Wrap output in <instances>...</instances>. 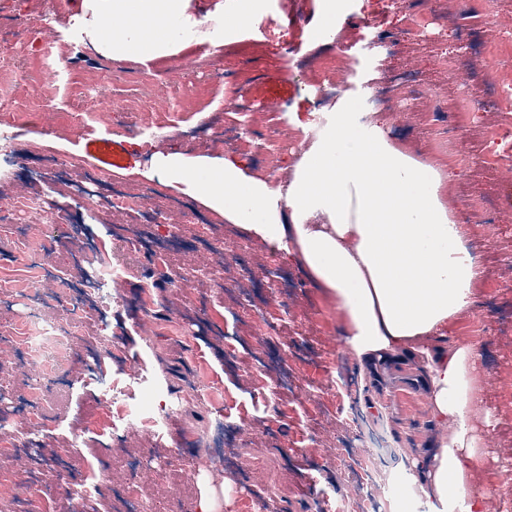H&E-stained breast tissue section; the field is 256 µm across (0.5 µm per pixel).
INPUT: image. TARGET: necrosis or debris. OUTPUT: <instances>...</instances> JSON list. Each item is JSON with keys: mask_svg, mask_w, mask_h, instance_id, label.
<instances>
[{"mask_svg": "<svg viewBox=\"0 0 512 512\" xmlns=\"http://www.w3.org/2000/svg\"><path fill=\"white\" fill-rule=\"evenodd\" d=\"M85 182L96 185V192L85 197L81 205L78 223H85L87 217L104 210H131L138 217L139 224L153 225L162 218V211L156 209L152 199L155 189L148 188L131 193L127 188L114 185L105 173L87 168L83 171ZM10 236L16 245L11 269L0 268V301L4 302L16 293L17 279L26 283L24 298L31 312L53 305H65L80 310L94 305L99 318L109 319L113 303L132 306L144 312L153 311L158 297L151 285L144 284L134 295L122 291L127 276L125 265L112 261L99 264L96 271H89L84 263L88 256L101 252L100 242L91 236L77 238L71 264L78 269L74 279H59L53 255L57 243L46 240L43 227L39 224L17 223L12 214H0V236ZM182 319L204 320L213 338L223 341L224 365L235 368L247 363L257 370L274 377L278 382L288 380L287 366L277 358H268L262 347L247 350L237 355L232 346L226 345L223 314L215 313L211 304L196 297L189 301L181 314ZM79 326H56L55 339L60 346L48 351L45 336L36 332L34 325L21 319L8 328H0V368L15 370L38 368L40 376L30 382L18 394L10 395L0 403V457L18 461L20 472L0 470V512H44L39 491L46 472L52 471L64 477L76 500L78 512H93L94 497L109 494L117 512H150V505L134 488L142 461L131 456L124 459L126 479L112 483L109 476L114 459L112 456V435L115 429L124 433L134 432L138 424L125 419L121 411L104 406L92 420L91 425L102 437V451L93 462L77 465L74 453L69 448L46 449L41 438L52 427L53 418L45 407L46 397L53 392L68 388L70 375L65 367L70 359L69 342L78 335ZM91 381L104 382L113 370L131 371L137 366L121 347L120 341H113L106 353L87 350L81 359ZM26 421L30 426V439H20L14 432L16 421Z\"/></svg>", "mask_w": 512, "mask_h": 512, "instance_id": "necrosis-or-debris-1", "label": "necrosis or debris"}]
</instances>
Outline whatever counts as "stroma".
I'll list each match as a JSON object with an SVG mask.
<instances>
[{
	"instance_id": "obj_1",
	"label": "stroma",
	"mask_w": 512,
	"mask_h": 512,
	"mask_svg": "<svg viewBox=\"0 0 512 512\" xmlns=\"http://www.w3.org/2000/svg\"><path fill=\"white\" fill-rule=\"evenodd\" d=\"M424 13L425 26L416 34L406 28L408 12ZM72 0H0V50L8 49L9 64L0 71V86L19 103L21 116L0 112V127L12 131L21 157L0 180V210L15 197L32 195L37 205L22 213V221L41 224L47 236L69 239L81 232L112 244L113 227L133 223L128 211L98 213L86 228L53 222L52 213L75 207L81 174L66 169L69 158L109 172L131 190L145 186L143 169L154 151L176 152L188 158H216L211 135L222 113L274 101L287 118L279 125L265 113L254 115L256 136L243 157L257 176L271 182L286 178V162L298 157L299 121L316 111V97L308 75L319 61L336 60L343 68L347 96L361 111H369L371 94H379L390 110L389 136L411 150L448 165L447 127L463 90L475 97L474 117L462 138L475 162L459 173L448 188V205L470 227L471 247L480 256L484 274L476 286L478 304L461 315L448 336L449 343H476L480 358L476 397L471 408L474 427L484 439L480 456L470 469L476 490L488 492L486 512H512V486L496 484L494 473L512 458V404L499 401L497 391L512 382V160L488 168L478 157L500 150L492 135L504 125L498 112L484 102V57L487 45L512 34V0H495L491 16L470 13L466 0H340L334 31L312 39L327 12L326 0H268L263 17L231 31L220 49L198 40L182 43L177 54L150 64L108 60L81 44L73 19ZM285 31L287 41L272 39ZM63 34L75 44L66 55V71L48 69L42 59L46 42ZM223 92L213 95L214 83ZM89 88L111 104L106 122H79L84 102L80 89ZM171 123L156 144L133 146L145 113ZM271 140L282 147L283 165L266 174L262 149ZM63 169L55 179L36 181L47 157ZM193 209L207 215L214 237L225 246H245L249 267L218 254L202 256L194 248L196 227H182V250L166 272L144 261L131 268L126 291L154 285L162 304L156 316L123 308L117 320L104 325L90 311L63 306L42 309L40 324L78 322L82 334L75 350L93 347L106 352L113 337H122L129 352L142 363L135 375L116 374L99 392L89 391L82 368H71L73 386L55 403L57 426L44 435L47 445L72 446L78 461L98 454L100 437L89 426L100 410V397L112 399L135 417L136 433L116 447L114 458L140 457L142 495L153 512H165L178 500L182 512H198L206 481L215 480L207 448L185 446L189 435H203L216 415L235 426L233 446L247 473L225 471L217 493L219 512H357L363 493L352 478L356 460L375 459L393 503L394 512H428L425 495L406 478L416 449L427 447L441 433L432 419L429 395L414 393L387 401L384 391L413 380L421 367L409 360L403 370L387 369L377 380L357 385L362 401L374 402L358 427L346 425L341 406L346 396L332 379L337 366H357L356 357L340 343L341 324L322 293L312 286L295 263L285 265L288 287L270 290L261 269L272 250L200 201ZM209 274L198 277L196 263ZM268 299L271 316L280 320L276 335L261 337L249 318L229 321L230 332L288 361L292 378L287 388L272 389L269 377L241 365L237 375L224 372L222 358L207 348L203 321L187 324L175 315L191 297H207L223 310L237 307V289ZM483 320L487 331L471 335L468 325ZM198 388L195 399L179 390L185 383Z\"/></svg>"
}]
</instances>
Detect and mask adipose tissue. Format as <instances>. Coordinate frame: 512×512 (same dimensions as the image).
Segmentation results:
<instances>
[{"instance_id": "1", "label": "adipose tissue", "mask_w": 512, "mask_h": 512, "mask_svg": "<svg viewBox=\"0 0 512 512\" xmlns=\"http://www.w3.org/2000/svg\"><path fill=\"white\" fill-rule=\"evenodd\" d=\"M186 0H82L80 30L111 59L149 64L185 38L224 45L248 10L217 19L186 15ZM388 117H364L340 100L273 184L235 155L187 159L159 152L147 179L180 186L302 267L341 322V343L360 365L419 356L432 418L443 434L412 461L410 484L430 512H484L469 470L482 439L471 423L475 344L446 346L455 320L476 305L483 269L448 207L451 171L392 140Z\"/></svg>"}]
</instances>
